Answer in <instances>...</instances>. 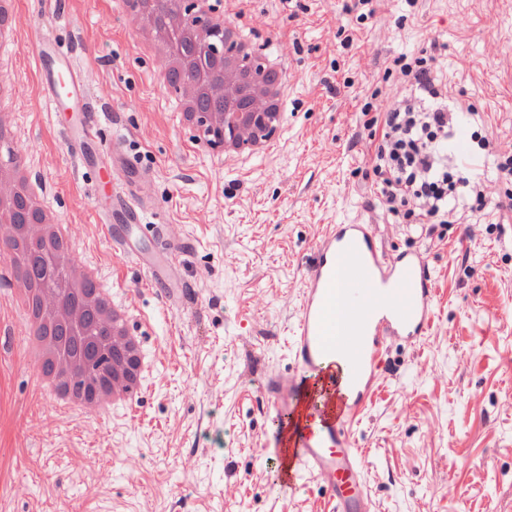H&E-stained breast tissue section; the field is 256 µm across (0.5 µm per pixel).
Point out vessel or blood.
Returning <instances> with one entry per match:
<instances>
[{
    "instance_id": "1",
    "label": "vessel or blood",
    "mask_w": 512,
    "mask_h": 512,
    "mask_svg": "<svg viewBox=\"0 0 512 512\" xmlns=\"http://www.w3.org/2000/svg\"><path fill=\"white\" fill-rule=\"evenodd\" d=\"M37 65L52 109L75 117L67 132L70 151L88 158L93 103L73 57L44 38ZM98 216L110 225L117 249L148 272L166 301L178 302L184 290L171 275L182 253L175 244L153 256L140 251V200L129 191L113 194L110 208ZM435 303L432 272L421 252L389 255L370 224H334L320 235L291 331L296 369L286 376L270 373L264 386L279 403L273 420L281 485H290L294 469L326 490L336 512H368L364 461L350 428L374 392L385 347L394 341L419 344L433 326Z\"/></svg>"
}]
</instances>
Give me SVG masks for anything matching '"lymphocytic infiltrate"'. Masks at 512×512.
I'll list each match as a JSON object with an SVG mask.
<instances>
[{
	"label": "lymphocytic infiltrate",
	"instance_id": "obj_1",
	"mask_svg": "<svg viewBox=\"0 0 512 512\" xmlns=\"http://www.w3.org/2000/svg\"><path fill=\"white\" fill-rule=\"evenodd\" d=\"M402 70L412 77L416 96L383 112L362 111L365 127L381 134L373 175L389 214L407 224H446L467 200L453 175L468 172L469 162L452 170L446 165L459 116L436 103L426 58L403 64Z\"/></svg>",
	"mask_w": 512,
	"mask_h": 512
}]
</instances>
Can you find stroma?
<instances>
[{"mask_svg": "<svg viewBox=\"0 0 512 512\" xmlns=\"http://www.w3.org/2000/svg\"><path fill=\"white\" fill-rule=\"evenodd\" d=\"M18 0L8 52L16 87L0 120L16 153L71 225L72 259L95 265L132 309L152 368L132 406L105 416L59 413L34 393L22 347L0 357V512H333L307 479L281 488L269 451L274 404L262 390L290 372L289 326L322 229L367 223L390 253L424 254L437 290L435 325L419 344H392L353 428L372 512H512V183L497 177L488 137L512 153V0H246L288 65V121L267 155L226 160L198 151L143 58L132 24L109 0ZM53 33L74 49L81 80L116 113L93 139L128 138L152 174L135 192L147 223L188 249V287L169 308L144 272L115 251L96 213L110 174L76 164L63 119L49 109L34 51ZM434 49L431 78L465 112L467 153L496 190L455 224L401 223L374 182L377 136L361 108L391 105L412 86L395 61Z\"/></svg>", "mask_w": 512, "mask_h": 512, "instance_id": "stroma-1", "label": "stroma"}]
</instances>
